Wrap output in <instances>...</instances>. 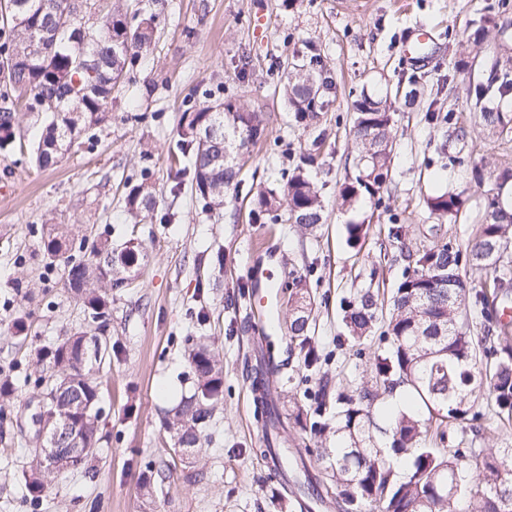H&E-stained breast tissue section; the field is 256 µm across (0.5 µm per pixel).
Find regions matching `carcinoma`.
<instances>
[{
	"label": "carcinoma",
	"mask_w": 512,
	"mask_h": 512,
	"mask_svg": "<svg viewBox=\"0 0 512 512\" xmlns=\"http://www.w3.org/2000/svg\"><path fill=\"white\" fill-rule=\"evenodd\" d=\"M26 10L21 22L0 16V99L26 98L30 112H45L33 159L40 168L59 156L89 128L106 121L104 94L109 84L128 82L134 68L153 54L156 27L153 14L142 8L128 15L123 0L94 15L98 0H15ZM512 8L495 0L483 8L474 43L480 44L500 14ZM94 41L84 44L82 27ZM82 54L97 59L87 72L75 71ZM293 63L304 75L288 72L279 81L293 121L305 128L335 102L339 85L315 44ZM488 77L472 88L475 122L490 139L512 140V113L495 100L512 99V56L495 55L486 64ZM98 85L83 96L79 111H71L70 95L78 87ZM56 101V110L46 103ZM395 112L388 96L363 93L353 104L351 133L357 149L356 174L339 185L336 204L350 209L363 197L381 194L393 158ZM265 130L260 112H250L232 100L197 105L187 100L178 124V140L170 156L175 178L191 181L203 209L221 213L224 198L238 184L239 168L230 160H214L210 135L233 138L244 149L257 143ZM325 138L315 136L298 153L283 189L267 188L253 199L252 221H289L304 233L317 231L324 219L321 187L310 171L319 167ZM492 191L502 205L486 213L475 238L464 248L437 241L428 248L407 250L408 268L390 292L367 287L343 305L342 322L363 357V345L378 339L360 383L349 393L322 385L314 406L298 411L295 423L320 439L319 454L332 486L324 499H340L345 512L370 506L379 512H512V446L474 448L468 434L478 435L485 413L478 400L490 401L501 428H512V340L505 325L486 312L492 299L512 294V260L507 256L512 233V163L489 171ZM125 208L135 224L153 215L158 206L147 179L125 182ZM430 214L452 220L463 206V193L439 190L424 198ZM80 225H56L42 239L48 264L64 267L63 288L81 305L83 322L52 347L37 353L24 384L34 383L48 410L75 406L72 427L87 452L73 466L55 469L33 449L29 490L33 499L69 471L90 473L88 461L98 447L99 388L103 370L112 365V352L95 359L88 352L92 338L102 336L112 311V292L132 287L146 249H117L101 238L85 248ZM369 225L346 224V241L362 247ZM485 270L490 280L470 285L467 270ZM290 348L311 370L322 366L320 351L310 336L311 298L301 279L288 283ZM480 323V334L474 323ZM185 355L196 376L193 392L171 409L163 423L176 448H197L201 424L211 418L223 399V371L214 348L201 336H187ZM410 401L394 411V395ZM459 433L453 448L445 447L448 432Z\"/></svg>",
	"instance_id": "1"
}]
</instances>
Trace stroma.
I'll use <instances>...</instances> for the list:
<instances>
[{"instance_id": "1", "label": "stroma", "mask_w": 512, "mask_h": 512, "mask_svg": "<svg viewBox=\"0 0 512 512\" xmlns=\"http://www.w3.org/2000/svg\"><path fill=\"white\" fill-rule=\"evenodd\" d=\"M268 24L256 28L252 0H154L160 32L153 54L112 94L111 118L50 169L32 159L39 112L16 111V141L0 149V373L24 375L36 349L69 334L82 313L61 287L62 271L37 256L48 224H86L93 234L111 232L114 243L144 240L148 259L134 287L114 297L108 337L112 368L102 378L98 406L102 441L89 472L75 471L32 500L26 478L31 448L21 436L34 434L27 404L34 385L17 387L0 399V512H301L260 462L261 425L246 379L252 364L271 372L275 409L285 424L278 447L315 448L310 430L289 422L297 407H309L322 382L344 379L356 386L364 364L342 336L341 298L370 282L394 287L404 268L399 243L381 228L399 216L413 246L440 239L467 245L486 217L491 182L475 184L474 162L512 160V141L486 139L469 116V90L485 72L484 57L512 53V29L487 35L482 52L458 34L480 16L486 0H265ZM423 25L433 42L425 59L406 55L410 31ZM317 44L333 69L341 94L320 124L325 163L316 179L327 201V222L318 236L294 225L276 224L268 252L254 250L267 227L249 217L251 201L266 188H282L294 155L312 130L295 125L275 90L280 67L306 43ZM420 92L415 103L397 97ZM449 82L443 111L448 124L425 119L430 91ZM396 95V159L382 192L353 210L336 209L337 187L352 172L349 136L352 104L362 90ZM197 101L231 98L264 113L263 140L241 157L240 184L229 190L223 217L202 209L190 181L172 192L168 152L186 97ZM149 175L159 206L144 223L125 212L124 183ZM436 187L462 192L454 222H440L423 205ZM370 218L362 251L346 244L350 221ZM224 254L223 270L208 258ZM278 281L297 275L316 299L314 336L327 361L320 374L306 370L289 350L286 329L262 339L247 319L253 268ZM209 337L223 365L224 402L202 432V449L183 465L162 429L164 412L193 382L183 356L187 332ZM161 470L153 498L139 484Z\"/></svg>"}]
</instances>
